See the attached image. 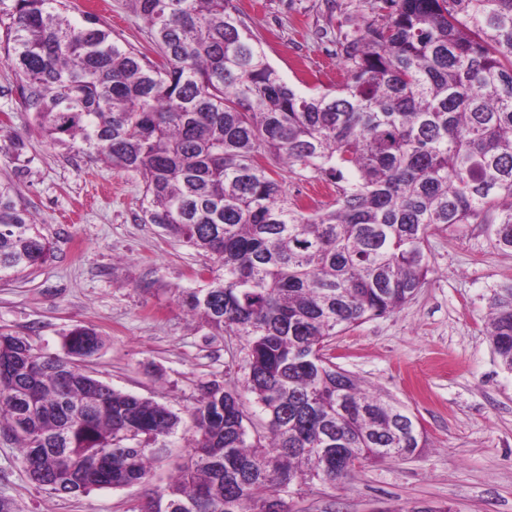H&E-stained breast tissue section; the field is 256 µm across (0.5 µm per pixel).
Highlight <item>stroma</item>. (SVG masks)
<instances>
[{"label":"stroma","mask_w":512,"mask_h":512,"mask_svg":"<svg viewBox=\"0 0 512 512\" xmlns=\"http://www.w3.org/2000/svg\"><path fill=\"white\" fill-rule=\"evenodd\" d=\"M74 2L102 15L121 42L148 47L131 0ZM234 3L285 81L304 93L336 83L328 35L353 29L351 0L333 10L326 0ZM13 82L0 60V180L12 181L53 254L0 279V330L59 354L74 326L92 327L104 346L84 362L88 374L189 420L202 384L239 387L249 372L243 338L210 336L178 303L180 289L202 287L197 272L210 256L139 222L137 174L41 137L10 94ZM429 249L431 272L410 302L330 345L337 365L411 410L429 447L359 466L336 485L295 484L293 512H405L419 503L512 512V373L494 356L485 326L491 288L512 281V257L468 231L433 235ZM187 451L186 434L177 433L154 458L149 483L61 496L29 480L17 445L0 434V500L9 512H138Z\"/></svg>","instance_id":"1"}]
</instances>
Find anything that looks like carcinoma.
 Masks as SVG:
<instances>
[{"label":"carcinoma","instance_id":"cac0c4a2","mask_svg":"<svg viewBox=\"0 0 512 512\" xmlns=\"http://www.w3.org/2000/svg\"><path fill=\"white\" fill-rule=\"evenodd\" d=\"M336 34L342 84L302 93L268 62L232 0H133L141 51L71 0H0L11 88L53 144L81 143L143 185L144 224L210 255L179 299L211 335L244 337V391L216 381L190 414L186 461L140 512H291L294 483L334 484L428 446L405 406L326 356L338 333L400 309L437 232L475 228L512 256V0H367ZM335 187L325 209L288 198L277 167ZM52 246L0 181V277ZM488 335L512 372V283L491 289ZM104 340L74 327L65 355L0 330V430L56 494L151 476L182 419L80 365Z\"/></svg>","mask_w":512,"mask_h":512}]
</instances>
